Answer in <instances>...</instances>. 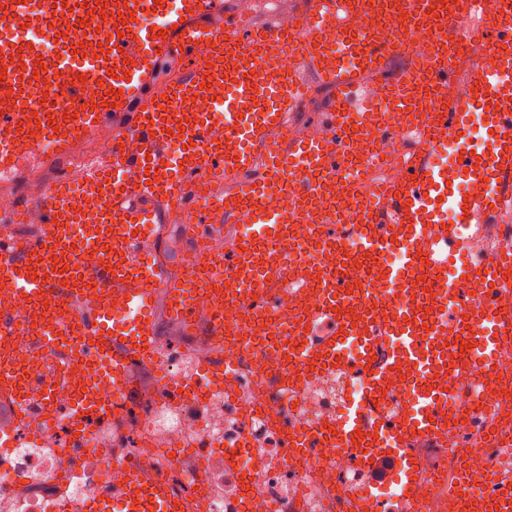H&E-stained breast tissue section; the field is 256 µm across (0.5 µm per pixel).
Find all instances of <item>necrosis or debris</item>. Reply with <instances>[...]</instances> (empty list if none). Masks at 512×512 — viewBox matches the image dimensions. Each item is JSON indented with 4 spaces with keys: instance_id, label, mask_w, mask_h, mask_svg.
I'll return each mask as SVG.
<instances>
[{
    "instance_id": "4bbe7bcc",
    "label": "necrosis or debris",
    "mask_w": 512,
    "mask_h": 512,
    "mask_svg": "<svg viewBox=\"0 0 512 512\" xmlns=\"http://www.w3.org/2000/svg\"><path fill=\"white\" fill-rule=\"evenodd\" d=\"M382 143V159L362 169L356 184L337 175V194L352 190L369 200L383 184L401 178L407 161L403 142L389 131ZM14 204L11 188L0 185V235L37 238L42 225L36 208H29L17 224ZM306 309L305 302L281 294L274 314L279 336L237 355L236 391L225 392L223 379L214 378L204 404L176 402L170 348L156 341L155 358L139 364L141 371L155 373L156 384L133 390L128 406L117 407L111 415L105 433H90L84 457H76L70 447L69 425L51 429L35 414L19 421L14 446L0 448V512H65L69 503L84 497L111 495L123 486L134 463L168 480L183 512H239L246 497L253 503L252 512H329V497H361L368 476L355 463V449L312 448L293 454L278 423L261 414L264 408H279L289 420L310 428L335 412L321 399L324 386L318 378L306 379L290 393L281 389L288 331ZM1 311L12 316L7 339L18 356L42 357L39 337L25 329L28 310L14 306L11 294L0 288ZM510 380L512 341L506 340L496 355L494 377L483 382L491 410L476 421L458 420L445 440H407L420 463L415 494L425 500L428 512H462V503L449 497L446 488L463 470L479 475L494 465L502 481L512 482V395H505L503 388ZM201 438L214 445V452L199 458L193 468H182L181 457L191 455V442ZM240 442L250 444V451L238 468H225L221 446ZM245 483L251 488L246 497L241 494Z\"/></svg>"
}]
</instances>
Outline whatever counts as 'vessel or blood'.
<instances>
[{
    "mask_svg": "<svg viewBox=\"0 0 512 512\" xmlns=\"http://www.w3.org/2000/svg\"><path fill=\"white\" fill-rule=\"evenodd\" d=\"M108 2L103 9L95 0H0V27L8 35L25 24L51 25L60 34L53 53L37 38L23 51L11 46L8 35L0 39V70L6 72L0 80V178L13 177L27 161L67 159L93 131L123 124L108 161L91 166L80 183L60 178L38 198V239L22 244L0 237V284L11 288L18 305L36 311L46 344L66 337L76 360L95 375L74 394L78 415L104 426L118 392L154 351L156 300L164 301L169 319L187 335L218 341L229 336L240 352L236 326L222 311L224 280L234 282L235 304H257L266 317L275 299L264 286L276 276L282 290H317L303 326L335 323L322 340L291 349L300 371L319 378L351 367L365 372L360 395L347 401L342 418L325 419L308 432L285 427L290 447L356 446L373 486L392 476L410 483L417 462L401 452L400 440L441 438L451 418L482 403L470 369L492 374L501 339L512 337V310H501L497 302L512 292V232L502 234L492 256L456 262L468 249L461 225L499 224L512 208V194L492 189L494 181H512V14L486 17L477 0H309L306 31L295 35L278 26L253 28L235 15L216 17L215 0H179L175 6L170 0ZM385 3L393 9L384 13L382 31L353 32L355 18ZM127 10L135 17L131 30L117 34L114 24ZM145 13L150 21H142ZM425 24L436 35L423 81L387 73L394 27L416 31ZM332 34L344 37V46L330 43ZM87 43L100 44L99 54L80 56ZM464 47L479 48L484 59L472 69L465 94L452 97L448 88L458 80L454 56ZM175 50L186 67L161 97L157 66ZM288 50L297 66H282ZM17 58L22 68H15ZM306 66L334 86L322 115L329 135L319 142L273 143L284 117L299 106ZM254 70L261 73L256 82ZM368 70L383 72L381 89L362 80ZM216 85L231 91L230 103L213 98ZM59 93L63 103L50 105ZM488 97L496 107L481 115L486 147L474 156L468 146L473 106ZM219 117L220 139L213 133ZM399 117L402 135L413 142L404 178L369 202L319 207L337 171L353 161L339 140H379ZM129 136L138 141V151L124 149ZM178 143L183 151H175ZM445 154L462 163L467 189L448 185V167L439 161ZM188 170L236 178L234 195L214 197L201 185L185 191L182 175ZM276 193L288 197L291 219L268 207ZM76 195L87 198L83 210L69 205ZM149 197L181 209L196 241L215 233L214 215L228 224L247 221L252 250L233 244L219 254L199 252L186 277L167 280L144 251L158 222L156 212L141 204ZM293 221L312 226L319 255L333 261L331 272L286 276L282 260L296 245ZM87 248L97 254L89 267L81 262ZM394 253L398 263L383 265ZM360 258L379 265L378 279L358 273ZM115 289L126 296L133 323L113 319L109 297ZM91 294L96 305L81 317ZM49 295L58 302L47 310L42 301ZM203 297L217 305L205 325L196 316ZM376 313L383 316L388 354L375 362L364 319ZM452 329L469 346L464 355L448 351ZM351 341L357 345L352 356L346 351ZM15 358L0 338V402L11 411L10 421L0 424V439L12 437L24 414L36 411L50 422L60 415L50 376L63 373V365L49 374L29 373L11 368ZM400 372L404 396L392 401L388 386ZM448 494L479 503L480 512H512V488L491 473L463 476ZM176 502L162 478L135 472L111 496L89 499L81 512H179Z\"/></svg>",
    "mask_w": 512,
    "mask_h": 512,
    "instance_id": "1",
    "label": "vessel or blood"
}]
</instances>
